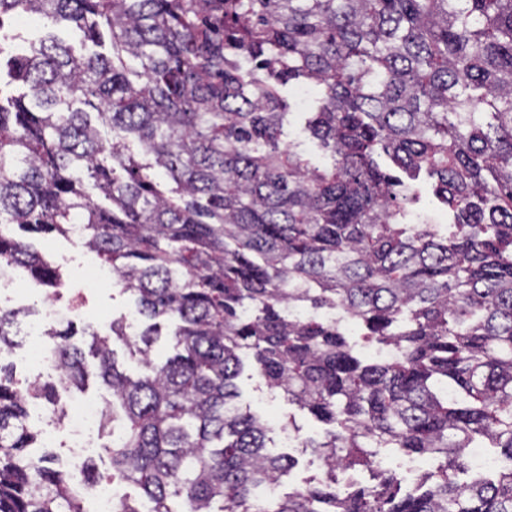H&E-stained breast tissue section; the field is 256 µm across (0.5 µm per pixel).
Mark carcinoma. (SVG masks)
Returning <instances> with one entry per match:
<instances>
[{"instance_id":"obj_1","label":"carcinoma","mask_w":512,"mask_h":512,"mask_svg":"<svg viewBox=\"0 0 512 512\" xmlns=\"http://www.w3.org/2000/svg\"><path fill=\"white\" fill-rule=\"evenodd\" d=\"M74 26L112 54L53 34L5 45L16 15ZM306 83L304 131L320 168L285 142L279 87ZM20 83L25 91L6 96ZM98 101L102 138L80 104ZM139 143L140 153L127 142ZM387 154L435 180L452 230L411 224L419 201ZM108 204L96 202L87 184ZM71 235L151 324L51 330L56 375L0 373V512H84L81 492L30 452L31 400L80 387L86 354L112 396L110 478L152 512H512V465L460 484L465 449L512 462V0H0V225ZM50 288L59 270L0 228V272ZM341 312L395 355L364 362ZM19 310H0V351ZM173 325L178 352L151 357ZM143 368L117 366L114 340ZM252 362L265 384L327 425L303 446L325 478L267 501L295 466L267 451V421L237 405ZM374 448L440 459L420 492L383 471L352 493L336 471Z\"/></svg>"}]
</instances>
